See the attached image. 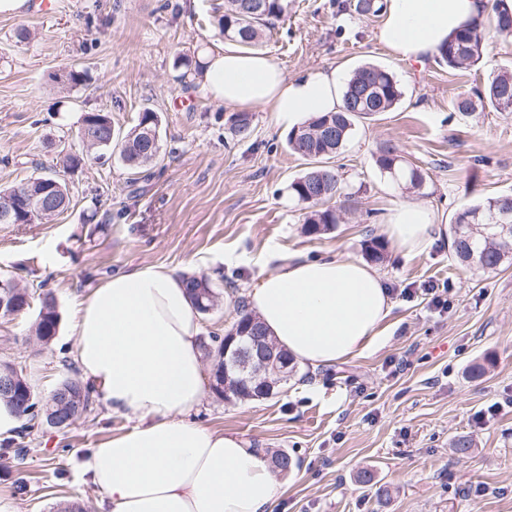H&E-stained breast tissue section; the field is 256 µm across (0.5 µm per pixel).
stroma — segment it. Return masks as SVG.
<instances>
[{"instance_id": "1", "label": "stroma", "mask_w": 512, "mask_h": 512, "mask_svg": "<svg viewBox=\"0 0 512 512\" xmlns=\"http://www.w3.org/2000/svg\"><path fill=\"white\" fill-rule=\"evenodd\" d=\"M286 3L259 50L288 76L333 67L346 78L371 63L403 90L392 111L358 123L334 159L353 200L340 224L315 236L303 232V206L289 190L307 162L288 147L287 130L253 108L252 137L233 139V107L200 81L181 83L173 66L177 55L201 59L227 46L216 26L224 0H57L45 17L0 14V156L11 158L0 165V187L58 170L88 112L110 113L123 134L143 109L156 110L164 155L148 181L135 180L119 157H87L65 176L68 210L45 223L0 224V275L23 286L48 281L60 314L47 345L32 335L39 302L0 318V363L21 371L37 398L79 377L75 304L108 275L163 264L242 297L281 253L363 258L398 202L423 204L447 224L464 205L512 194V112L454 107L459 93L512 67V38H490L467 69L434 56L409 64L378 42L381 17L343 10V0ZM22 26L30 33L23 42ZM71 68L84 72L82 84L67 81ZM385 140L425 173L419 192L376 168ZM376 268L395 302L380 346L297 369L268 399L227 402L205 390L192 420L295 459L277 512H512V265L495 274L463 266L439 239L409 255L387 248ZM431 285L447 288V310L432 305ZM133 425L98 400L68 430L35 429L24 461L0 450L9 512H59L68 503L100 512V494L76 463ZM458 435L473 439L468 454L453 452ZM20 479L26 492L16 489Z\"/></svg>"}]
</instances>
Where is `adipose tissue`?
I'll return each instance as SVG.
<instances>
[{
	"mask_svg": "<svg viewBox=\"0 0 512 512\" xmlns=\"http://www.w3.org/2000/svg\"><path fill=\"white\" fill-rule=\"evenodd\" d=\"M483 9L482 0H387L377 37L419 62ZM203 80L215 99L267 109L288 128L341 102L334 68L291 78L266 54L233 47L208 59ZM384 231L411 254L448 227L431 209L402 202ZM248 304L270 339L314 369L376 348L393 310L379 272L350 256L287 257L252 286ZM74 331V359L93 395L137 420L79 465L104 512H274L282 490L267 454L189 419L205 374L201 326L181 276L156 264L112 274L80 302Z\"/></svg>",
	"mask_w": 512,
	"mask_h": 512,
	"instance_id": "ef3b65f1",
	"label": "adipose tissue"
}]
</instances>
